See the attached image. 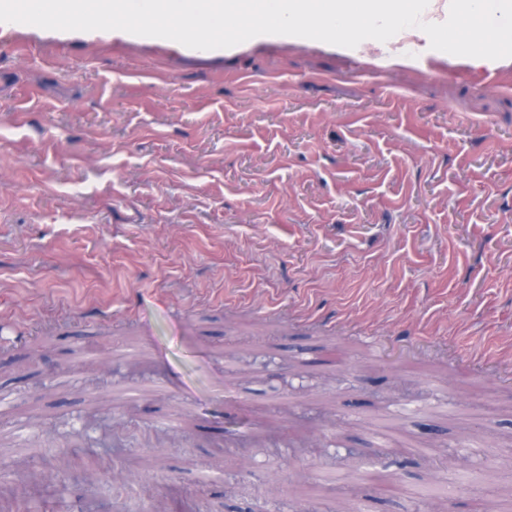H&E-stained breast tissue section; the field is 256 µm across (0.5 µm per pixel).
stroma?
Masks as SVG:
<instances>
[{"mask_svg": "<svg viewBox=\"0 0 512 512\" xmlns=\"http://www.w3.org/2000/svg\"><path fill=\"white\" fill-rule=\"evenodd\" d=\"M393 41L0 46V475L49 448L81 512H141L149 485L333 512L343 485L303 487L381 466L370 418L407 405L392 438L420 455L362 512H430L411 492L444 457L448 512L512 478V359L470 358L512 337V58ZM160 55L169 82H141Z\"/></svg>", "mask_w": 512, "mask_h": 512, "instance_id": "35a3bbf8", "label": "stroma"}]
</instances>
